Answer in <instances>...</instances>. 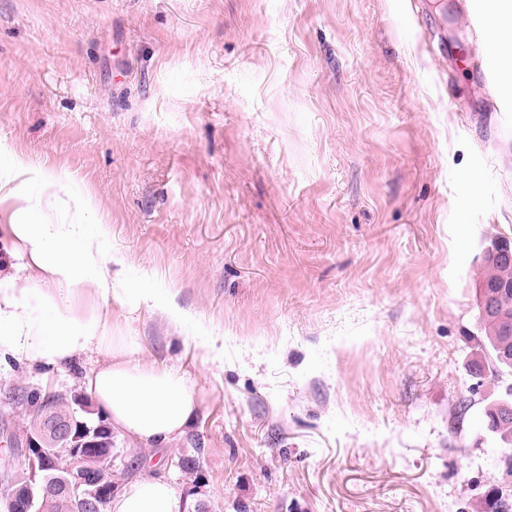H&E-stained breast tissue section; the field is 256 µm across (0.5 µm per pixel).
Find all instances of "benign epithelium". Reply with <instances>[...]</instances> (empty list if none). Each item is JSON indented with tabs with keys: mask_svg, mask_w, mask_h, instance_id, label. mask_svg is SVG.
Listing matches in <instances>:
<instances>
[{
	"mask_svg": "<svg viewBox=\"0 0 512 512\" xmlns=\"http://www.w3.org/2000/svg\"><path fill=\"white\" fill-rule=\"evenodd\" d=\"M484 262L490 265H512V247L497 241L483 254ZM512 288V279H502L491 285L481 282L477 285V303L481 315L488 323L496 326L501 336L499 355L508 360L512 351V318L505 310L498 308L491 290ZM54 400L44 402L43 427L40 432L28 437L23 450L24 462L13 471L12 490L0 500V512H17L18 502L24 501L26 512H43L45 503L35 500L32 484H43L44 498L64 495L75 500L83 512H104L115 494L116 486L112 477L99 470L96 461L112 453L110 448L97 447V437L109 430L104 424L90 426L86 423L74 426L67 420L54 416ZM70 459L66 474L50 482L47 472L57 467L58 458Z\"/></svg>",
	"mask_w": 512,
	"mask_h": 512,
	"instance_id": "1",
	"label": "benign epithelium"
}]
</instances>
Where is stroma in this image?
Returning <instances> with one entry per match:
<instances>
[{
	"instance_id": "obj_1",
	"label": "stroma",
	"mask_w": 512,
	"mask_h": 512,
	"mask_svg": "<svg viewBox=\"0 0 512 512\" xmlns=\"http://www.w3.org/2000/svg\"><path fill=\"white\" fill-rule=\"evenodd\" d=\"M510 82L462 0H0V165L84 182L128 287L224 340L217 363L110 304L198 401L169 447L117 435V488L161 477L189 512H483L503 388L472 373L476 284L512 240ZM102 362L1 367L0 462L31 395L85 394Z\"/></svg>"
}]
</instances>
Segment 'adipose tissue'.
I'll use <instances>...</instances> for the list:
<instances>
[{"label":"adipose tissue","mask_w":512,"mask_h":512,"mask_svg":"<svg viewBox=\"0 0 512 512\" xmlns=\"http://www.w3.org/2000/svg\"><path fill=\"white\" fill-rule=\"evenodd\" d=\"M13 203L0 226L10 253L30 269L0 274V367L23 361L52 371L87 352L104 357L88 382L99 414L113 430L145 448L174 442L195 417L192 383L176 372L136 359V343L112 327L105 301L134 312L149 306L169 325L193 331L213 359L224 356L218 337L186 313L172 295L155 288H128L127 259L109 243L110 230L97 218L89 189L68 175L11 156L0 167V204ZM172 485L143 477L110 503V512H181Z\"/></svg>","instance_id":"adipose-tissue-1"}]
</instances>
